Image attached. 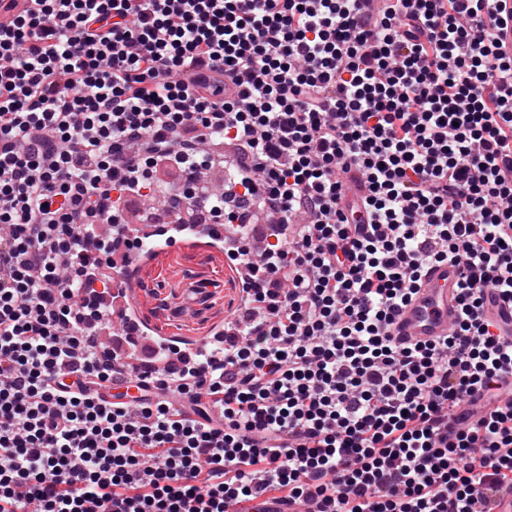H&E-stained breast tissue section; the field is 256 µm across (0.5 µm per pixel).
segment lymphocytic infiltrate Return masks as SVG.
Instances as JSON below:
<instances>
[{
    "label": "lymphocytic infiltrate",
    "instance_id": "obj_1",
    "mask_svg": "<svg viewBox=\"0 0 512 512\" xmlns=\"http://www.w3.org/2000/svg\"><path fill=\"white\" fill-rule=\"evenodd\" d=\"M505 21L501 0H7L0 512H482L512 489V342L482 317L486 289L512 301ZM215 138L241 154L219 192ZM167 165L223 228L245 315L221 355L168 346L179 367L110 400L125 205ZM241 196L271 218L260 247ZM442 262L458 321L397 343Z\"/></svg>",
    "mask_w": 512,
    "mask_h": 512
}]
</instances>
